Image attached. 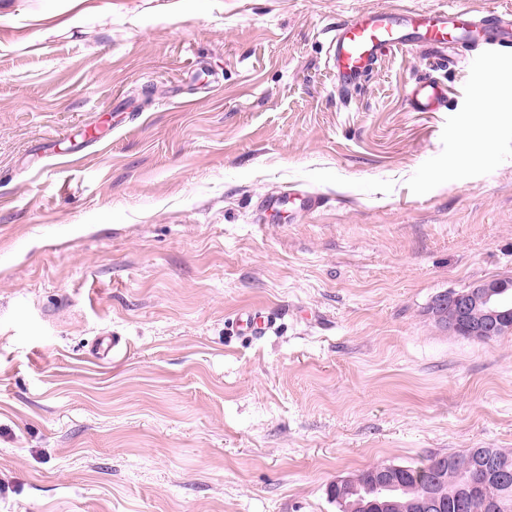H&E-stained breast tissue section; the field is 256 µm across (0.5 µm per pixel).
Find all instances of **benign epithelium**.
<instances>
[{"mask_svg": "<svg viewBox=\"0 0 512 512\" xmlns=\"http://www.w3.org/2000/svg\"><path fill=\"white\" fill-rule=\"evenodd\" d=\"M512 288V278H494L437 295L430 305L433 317L441 316L445 307L453 315L443 326L448 334L465 336L471 340L486 341L494 336L512 333V319L504 309V294ZM341 512H396L398 502L390 497L368 500L359 496L354 500L336 499Z\"/></svg>", "mask_w": 512, "mask_h": 512, "instance_id": "7a95c632", "label": "benign epithelium"}]
</instances>
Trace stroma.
<instances>
[{
    "label": "stroma",
    "mask_w": 512,
    "mask_h": 512,
    "mask_svg": "<svg viewBox=\"0 0 512 512\" xmlns=\"http://www.w3.org/2000/svg\"><path fill=\"white\" fill-rule=\"evenodd\" d=\"M491 3L0 0V512H336L370 466L512 450V334L428 310L512 277V52L345 89L327 34ZM446 96L447 91L439 82L427 79L413 89L409 101L414 112H436ZM236 324L241 330L251 334L262 335L272 327L269 318L256 311H243L236 316Z\"/></svg>",
    "instance_id": "stroma-1"
}]
</instances>
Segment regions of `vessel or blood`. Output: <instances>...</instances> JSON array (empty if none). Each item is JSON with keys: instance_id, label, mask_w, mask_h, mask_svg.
<instances>
[{"instance_id": "obj_1", "label": "vessel or blood", "mask_w": 512, "mask_h": 512, "mask_svg": "<svg viewBox=\"0 0 512 512\" xmlns=\"http://www.w3.org/2000/svg\"><path fill=\"white\" fill-rule=\"evenodd\" d=\"M483 30L495 33L498 50L512 52V12L474 13L450 8L419 11L404 7L370 11L334 28L330 38L333 67L338 80L350 85L372 71L387 52L415 42L433 46L465 44ZM446 96L447 91L439 82L427 79L413 89L409 101L414 111L435 112ZM236 323L241 330L256 335L272 326L270 319L249 310L240 312Z\"/></svg>"}]
</instances>
